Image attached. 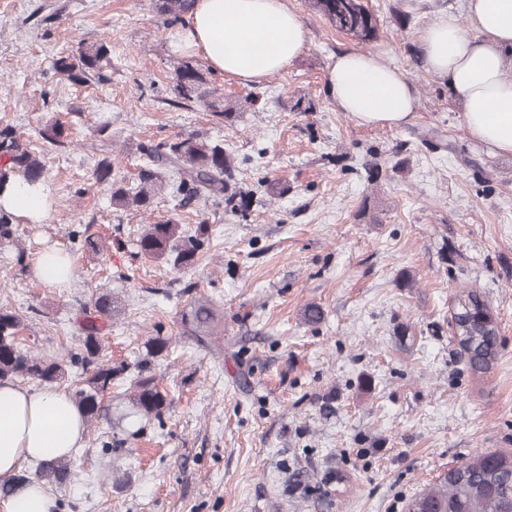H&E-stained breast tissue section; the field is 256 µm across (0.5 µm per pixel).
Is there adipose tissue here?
Instances as JSON below:
<instances>
[{"mask_svg": "<svg viewBox=\"0 0 512 512\" xmlns=\"http://www.w3.org/2000/svg\"><path fill=\"white\" fill-rule=\"evenodd\" d=\"M474 29L462 36L457 17H438L419 35L425 68L464 106L463 123L473 141L512 154V0H468ZM184 44L217 73L243 82L284 70L308 43V32L286 0H192ZM326 91L341 111L363 125L398 127L417 112V90L407 73L376 56L347 50L332 56ZM85 426L62 389L28 390L0 382V479L24 465L70 455ZM55 502L38 482L14 485L0 512H53Z\"/></svg>", "mask_w": 512, "mask_h": 512, "instance_id": "1", "label": "adipose tissue"}]
</instances>
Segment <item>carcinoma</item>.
<instances>
[{
	"instance_id": "cac0c4a2",
	"label": "carcinoma",
	"mask_w": 512,
	"mask_h": 512,
	"mask_svg": "<svg viewBox=\"0 0 512 512\" xmlns=\"http://www.w3.org/2000/svg\"><path fill=\"white\" fill-rule=\"evenodd\" d=\"M161 13L180 18L188 11L191 0H155ZM315 6L340 32L368 45L377 39V21L362 0H315ZM110 54L106 40L83 46L75 54L55 60L56 70L75 83H104L103 61ZM208 84L199 62L188 57L178 68L174 91L177 96L206 102L210 112L221 119L232 114L224 107V97L204 88ZM150 163L140 174V187L135 193L111 179L112 160L102 159L96 167V178L110 185L112 205L121 208H146L154 192L161 186L158 167L164 166L178 176L176 192L181 205L188 206L201 197H222L228 205L239 201V207L250 205L252 196L241 191L229 192L232 179L229 156L224 145L206 142L192 134L160 142L146 148ZM45 164L32 157L9 127L0 129V196L17 183L34 187L43 183ZM207 241V225L197 226L195 234L183 235L171 219L147 225L136 241V254L162 259L175 268L195 264ZM117 312L112 296L100 295L91 306L83 307L81 327L84 333L82 352L67 361L47 360L24 351L18 343L20 319L12 312L0 310V381L20 378L54 384L68 373L67 366L81 369L72 399L82 410L85 423L101 415L102 397L112 389V381L126 366H114L100 360L101 327L99 320L112 319ZM215 313L209 303L198 300L181 316L182 335L201 347L209 346ZM454 338L467 354L473 372L485 371L495 354L497 321L490 307L476 293L459 301ZM147 355L157 357L168 351L170 339L153 336L145 343ZM148 364L138 367L128 403L133 413L145 418H160L171 400L159 388L156 378L147 374ZM69 460L57 459L40 464L35 476L43 483L61 482L68 476ZM408 512H512V451L495 450L477 454L454 468L441 482L423 489L409 503Z\"/></svg>"
}]
</instances>
